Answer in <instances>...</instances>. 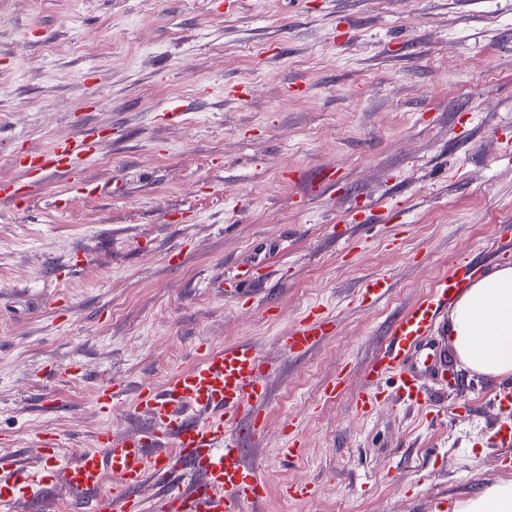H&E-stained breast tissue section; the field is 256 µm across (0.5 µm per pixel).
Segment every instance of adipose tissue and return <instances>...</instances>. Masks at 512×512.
<instances>
[{"mask_svg":"<svg viewBox=\"0 0 512 512\" xmlns=\"http://www.w3.org/2000/svg\"><path fill=\"white\" fill-rule=\"evenodd\" d=\"M448 335L460 360L490 379L512 377V266L474 280L455 299ZM453 512H512V479L463 497Z\"/></svg>","mask_w":512,"mask_h":512,"instance_id":"1","label":"adipose tissue"}]
</instances>
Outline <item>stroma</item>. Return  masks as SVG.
Instances as JSON below:
<instances>
[{
  "mask_svg": "<svg viewBox=\"0 0 512 512\" xmlns=\"http://www.w3.org/2000/svg\"><path fill=\"white\" fill-rule=\"evenodd\" d=\"M84 134L99 195L52 178L27 209L0 202V454L141 429L129 398L100 418L97 388L248 340L265 428L238 445L260 512H435L512 479L501 383L460 363L447 317L431 404L389 376L354 410L392 325L458 259L512 263V0H0V180ZM240 264L260 277L226 297ZM374 277L392 286L369 306ZM314 306L332 331L285 353ZM301 484L312 498L287 495Z\"/></svg>",
  "mask_w": 512,
  "mask_h": 512,
  "instance_id": "obj_1",
  "label": "stroma"
}]
</instances>
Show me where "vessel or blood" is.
Wrapping results in <instances>:
<instances>
[{"mask_svg":"<svg viewBox=\"0 0 512 512\" xmlns=\"http://www.w3.org/2000/svg\"><path fill=\"white\" fill-rule=\"evenodd\" d=\"M96 148L95 141L83 137L31 153L20 164L21 179L0 183V201L25 204L31 181L72 176L77 159ZM472 270L471 262L460 260L430 296L392 326L387 346L367 368L368 388L357 399L358 414L372 409V389L388 374L398 375L407 398L423 400L421 374L412 360L434 354L437 319ZM329 325L328 317L308 313L284 336L283 345L305 354ZM263 375L264 361L250 342L205 351L162 382L138 386L134 409L150 418L147 428L127 435L103 428L95 447L71 458L60 456L54 438L37 436L34 445L45 461L37 473L28 471L23 455H0V507L11 504L23 488L40 491L59 480L82 495L84 512H248L264 500L266 483L244 462L234 430L244 418L251 429L261 425L258 405L267 393ZM124 395L121 387L102 385L94 400L97 412L111 415ZM150 483L160 492L147 501L138 491Z\"/></svg>","mask_w":512,"mask_h":512,"instance_id":"b4317fda","label":"vessel or blood"}]
</instances>
